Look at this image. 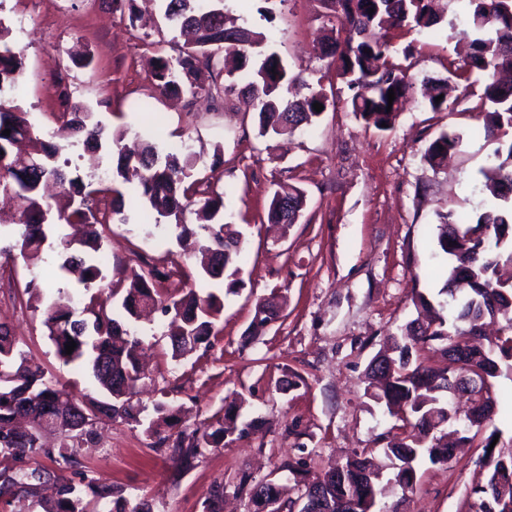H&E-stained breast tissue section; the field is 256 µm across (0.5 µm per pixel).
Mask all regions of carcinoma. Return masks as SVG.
<instances>
[{
  "label": "carcinoma",
  "instance_id": "carcinoma-1",
  "mask_svg": "<svg viewBox=\"0 0 512 512\" xmlns=\"http://www.w3.org/2000/svg\"><path fill=\"white\" fill-rule=\"evenodd\" d=\"M164 18L174 28L188 29L195 37L194 46L175 56L158 59L153 79L165 92L197 95L212 76L210 63L218 51L237 55L241 63L239 75L230 87L242 81L245 106L257 115L261 138L291 135L300 126L310 124L319 113L313 104L328 108L329 99L321 92L303 98L290 96L297 77L290 74L276 54L264 55L258 64L250 63L263 37L234 24L224 13V0H165ZM341 8L337 36L325 47L337 76L351 95L350 112L367 126L391 125L401 105L413 91V83L401 65L392 60L391 41L387 31L404 28L425 31L443 19L436 8L441 0H336ZM467 25L470 29L472 53L469 61L456 68L458 77L475 71L486 73L483 91L484 129L500 141L496 157L504 160L482 171L484 204L488 209L473 223H465L448 213L436 225L439 255L446 257L445 283L442 292L448 300L435 307L422 292L413 291L414 307L423 308V322L411 320L389 336L390 347L374 358L367 371L366 395L387 410L402 413V436L385 442L383 456L389 460L392 477L389 483L412 493L417 488L418 464L424 457L432 464H447L455 454L456 444H467L473 438L467 432H481L491 421L497 399L490 379L502 372L512 373V281L498 276L501 262L512 264V81L496 78L500 71H512V0H468ZM374 13H369V9ZM10 30L0 23V87L17 86L23 74V57L8 40ZM394 89L393 104H388V91ZM10 134H3L4 130ZM125 132H112L93 113L73 106L62 113L58 126L42 139L28 113L19 105L0 102V193H9L17 202V212L3 227H19L15 247L26 266L46 261L47 251L57 252L58 268L75 278L78 286L88 291L103 280L99 253L103 239L111 231L114 216L126 223L121 207L110 202L99 208L92 195L114 192L109 187L88 189L80 173L66 175L58 161L61 153L76 144L101 150L109 148L112 166L108 178L114 183L128 181L133 167L139 171V182L131 192L133 201L141 203L147 217L156 224L180 216L190 206L204 231L200 251L205 256L199 278L223 285L225 294L236 295L243 286L238 265L242 251V234L232 223L219 219L224 213V197L216 192H202L192 180L196 156L163 152L152 138L145 139L139 154L132 156L120 146ZM459 137L443 133L424 150L423 160L436 169L446 163L448 153L457 149ZM55 183L67 187L76 206L67 214L52 216L44 189ZM305 206L304 195L294 189L274 193L267 213L269 224H295ZM83 224L86 236L80 246L86 256L72 252L73 242L58 233L60 226ZM173 272L147 266L130 273L129 288L116 313L112 297L99 289L88 297L84 310L92 321L72 318L75 295L58 291L43 312L42 325L55 348L59 360L68 365L86 354H92V372L105 394L108 408L103 412L109 420L121 419L142 425L145 408L135 401L140 381L138 348L141 339L131 331V323L139 317L144 305L162 311L171 318L172 358L209 342L215 321L222 311L218 297L204 296L195 283L184 282L181 294L168 291ZM279 316L273 299L257 303L254 326L261 329ZM73 341L72 354L65 344ZM440 347L443 353L460 352L453 371L435 370L422 361V351ZM464 374L477 383L469 396L471 405L464 416L451 407L450 379ZM75 397L66 385L47 378L32 367L26 356L17 351L11 329L0 324V455L37 462L46 458L60 472L81 464L80 448L95 434L94 424L72 429L69 405ZM47 404L56 408L61 422L58 445L48 447L41 441L37 409ZM31 415L33 433L24 439L16 434V414ZM240 406L231 402L224 414L187 433L178 432L174 447L185 458L200 448H217L224 437L237 430ZM174 417L173 408L165 401L153 405L152 417L145 428L150 436L159 434L160 423ZM500 434L495 428L482 437L486 475L472 487L477 496L474 512H505L512 504V442L494 441ZM280 471L303 482L304 491L318 487L321 494L317 512H374L383 474V465L374 456L362 452L347 458L344 465L325 482L321 476L305 479L298 468L285 463ZM39 468L0 473V496L18 498L41 479ZM255 508L269 506V512H283L278 484L260 481L250 494ZM46 512H153L149 501L132 505L114 496L112 487L91 478L79 489L70 483L59 486L58 498Z\"/></svg>",
  "mask_w": 512,
  "mask_h": 512
}]
</instances>
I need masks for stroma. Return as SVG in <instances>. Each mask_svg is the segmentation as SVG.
I'll return each instance as SVG.
<instances>
[{
	"label": "stroma",
	"mask_w": 512,
	"mask_h": 512,
	"mask_svg": "<svg viewBox=\"0 0 512 512\" xmlns=\"http://www.w3.org/2000/svg\"><path fill=\"white\" fill-rule=\"evenodd\" d=\"M446 3L438 26L396 39V47L414 46L408 65L416 90L392 127L379 130L349 111V91L322 53L321 37L340 26L332 0H224L237 25L261 33L288 70L332 102L290 138L265 140L241 94L228 90L226 75L207 80L193 98L155 84L154 58L176 54L184 44L164 20L161 0H135L140 19L133 24L113 11L111 0H0V22L25 62L19 89L0 88L1 99L20 105L45 131L54 127L66 93L109 130L125 131L128 147L148 129L165 149L188 146L198 159L201 189L223 195L244 240L243 288L228 296L222 286L209 287L224 304L209 344L172 359L168 320L158 313L135 332L147 358L144 403L167 401L179 429L190 431L239 399L245 434L185 461L172 445L154 448L143 427L106 419L84 446L80 466L66 471L67 480L100 479L129 501L147 499L153 512H204L214 491L224 488L231 495L223 512H253L247 493L235 490L242 474L258 482L287 459L318 474L353 452L376 449L377 437L396 419L366 397V368L387 336L415 318L412 289L434 295L442 288L432 256L435 226L448 212L476 220L481 171L499 146L483 131L481 83L452 87L441 112L431 111L418 90L447 79L450 64L465 52L468 6ZM20 17L28 20L21 31ZM85 55L92 59L87 67L79 62ZM444 132L459 135L461 145L434 170L422 155ZM218 148L224 162L216 167ZM282 186L306 196L300 221L285 229L263 221ZM124 213L126 223L113 224L103 247L102 270L116 305L132 266L145 261L169 270L187 262L181 228L197 226L190 210L181 224L160 226L145 223L132 204ZM15 240V228L0 230V323L10 326L17 351L45 376L65 383L76 398L99 396L90 365L59 362L41 324L52 296L75 290L73 279L26 266L12 250ZM32 280L41 287L36 305H19L16 295ZM274 295L285 300L280 318L255 332L257 300ZM293 378L298 387L283 390ZM254 419L263 421L261 430H247ZM481 455V448L468 446L443 466L422 460L416 492L389 488L375 512H473L470 491Z\"/></svg>",
	"instance_id": "1"
}]
</instances>
